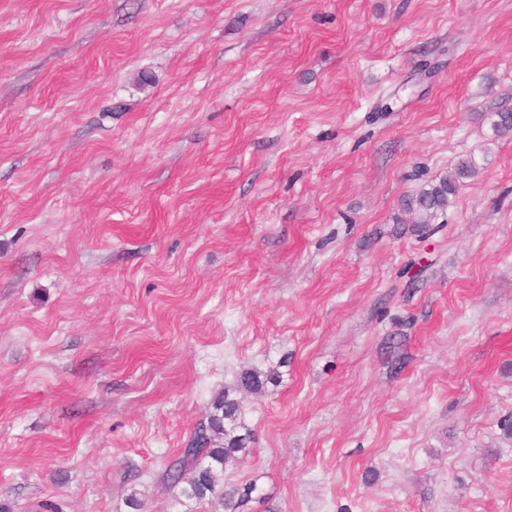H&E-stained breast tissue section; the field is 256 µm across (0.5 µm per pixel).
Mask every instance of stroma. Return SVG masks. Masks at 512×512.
Segmentation results:
<instances>
[{"label": "stroma", "instance_id": "stroma-1", "mask_svg": "<svg viewBox=\"0 0 512 512\" xmlns=\"http://www.w3.org/2000/svg\"><path fill=\"white\" fill-rule=\"evenodd\" d=\"M503 111L512 0H0V503L212 512L165 468L256 368L243 512H512ZM476 168L473 158L463 159L457 164L454 175L432 183L406 198L401 207L405 213L411 216V225L407 228L403 225L399 226L404 222L400 218H396L394 232L402 234L407 230L417 233L421 237H430L435 234L441 226H434L433 221L448 209L450 197L457 193L460 181L471 178L475 174Z\"/></svg>", "mask_w": 512, "mask_h": 512}]
</instances>
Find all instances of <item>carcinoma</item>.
<instances>
[{
	"instance_id": "1",
	"label": "carcinoma",
	"mask_w": 512,
	"mask_h": 512,
	"mask_svg": "<svg viewBox=\"0 0 512 512\" xmlns=\"http://www.w3.org/2000/svg\"><path fill=\"white\" fill-rule=\"evenodd\" d=\"M475 172V160L471 157L463 159L457 164L454 175L406 198L401 207L411 216V225L403 226L398 218L394 232L401 234L408 230L421 237L435 234L440 226L433 225V221L448 209L450 197L457 193L460 181L472 177ZM271 379L270 373L246 369L239 374L233 389H226L213 398L206 420L196 426L186 447L166 467L165 480L170 486L183 483L182 492L187 497L217 505L224 512H240L256 486L250 484L241 490L219 484L227 466L237 465L239 454L245 450V437L237 434L242 414L237 394L257 393Z\"/></svg>"
}]
</instances>
